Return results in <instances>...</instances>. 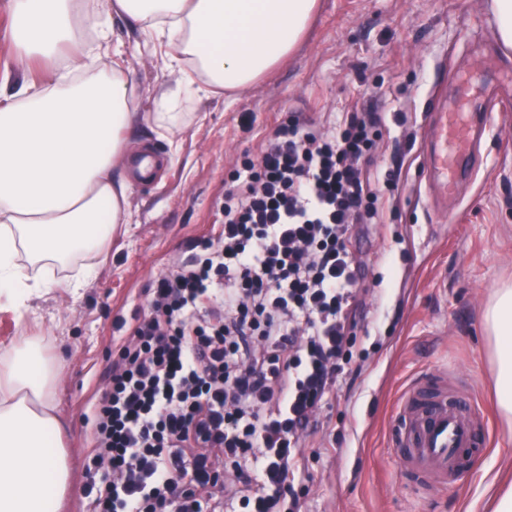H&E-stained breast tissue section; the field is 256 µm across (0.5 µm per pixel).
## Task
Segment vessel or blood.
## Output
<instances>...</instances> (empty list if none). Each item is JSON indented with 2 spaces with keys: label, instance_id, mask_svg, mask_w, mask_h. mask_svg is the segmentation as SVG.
<instances>
[{
  "label": "vessel or blood",
  "instance_id": "b4317fda",
  "mask_svg": "<svg viewBox=\"0 0 512 512\" xmlns=\"http://www.w3.org/2000/svg\"><path fill=\"white\" fill-rule=\"evenodd\" d=\"M483 109L481 97L467 91L455 108L432 105L442 146L430 151L427 160L441 193L452 190L450 176L462 162L476 158L477 144L485 131L468 117ZM479 421L480 413L469 400L449 397L447 374L437 375L428 390L412 386L402 399L391 438L399 465L413 469L425 489L447 485L464 457L485 444Z\"/></svg>",
  "mask_w": 512,
  "mask_h": 512
}]
</instances>
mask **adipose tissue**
<instances>
[{
  "mask_svg": "<svg viewBox=\"0 0 512 512\" xmlns=\"http://www.w3.org/2000/svg\"><path fill=\"white\" fill-rule=\"evenodd\" d=\"M317 0H7L8 52L47 68L0 104V310L23 315L32 298L77 294L126 223L131 126L172 132L181 103L243 92L290 55ZM129 17L182 78L140 115L110 42ZM502 418L512 428V283L483 310ZM62 367L41 337L0 348V512H61L73 492L70 450L54 395Z\"/></svg>",
  "mask_w": 512,
  "mask_h": 512,
  "instance_id": "ef3b65f1",
  "label": "adipose tissue"
}]
</instances>
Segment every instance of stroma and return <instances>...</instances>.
I'll return each instance as SVG.
<instances>
[{"instance_id":"35a3bbf8","label":"stroma","mask_w":512,"mask_h":512,"mask_svg":"<svg viewBox=\"0 0 512 512\" xmlns=\"http://www.w3.org/2000/svg\"><path fill=\"white\" fill-rule=\"evenodd\" d=\"M111 41L122 47L141 110L152 111L179 72L165 67L135 23L116 22ZM463 82L494 111L481 143L484 164L444 204L422 168L432 133L427 104L434 97L454 104ZM356 107L389 113L371 165L397 173L398 191L384 226L359 243L373 302L357 344L370 358L355 396L329 412L342 446L307 454L308 510L473 512L490 478L512 470L482 325L491 291L512 276V55L495 41L486 0H319L297 51L248 91L188 103L194 120L172 133L134 128L133 138L164 159L167 172L153 184L133 182L128 222L93 280L75 295L32 299L25 320L0 311V343L28 329L47 337L63 366L55 400L75 477L64 512L85 508L88 417L108 384L119 322L132 319L142 289L220 223L237 158L258 152L273 126L291 113L317 121ZM396 112L407 113V124L393 120ZM444 368L466 379L483 403L490 443L463 478L418 497L395 465L391 428L405 390Z\"/></svg>"}]
</instances>
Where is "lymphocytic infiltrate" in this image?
<instances>
[{
    "instance_id": "f902f5d3",
    "label": "lymphocytic infiltrate",
    "mask_w": 512,
    "mask_h": 512,
    "mask_svg": "<svg viewBox=\"0 0 512 512\" xmlns=\"http://www.w3.org/2000/svg\"><path fill=\"white\" fill-rule=\"evenodd\" d=\"M379 112L277 125L224 189V222L147 288L94 404L86 512H307L302 465L368 360L353 242L397 179Z\"/></svg>"
}]
</instances>
